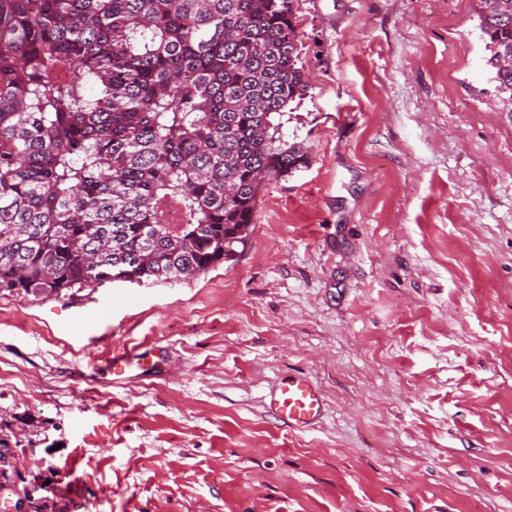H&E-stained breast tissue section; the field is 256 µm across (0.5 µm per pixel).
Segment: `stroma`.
<instances>
[{
  "instance_id": "35a3bbf8",
  "label": "stroma",
  "mask_w": 512,
  "mask_h": 512,
  "mask_svg": "<svg viewBox=\"0 0 512 512\" xmlns=\"http://www.w3.org/2000/svg\"><path fill=\"white\" fill-rule=\"evenodd\" d=\"M295 7L283 133L310 162L233 261L68 308L0 293V438L42 512H512V117L478 2ZM298 373L307 433L264 406ZM140 347H131L125 349L120 353H112L111 356L105 357L104 371L105 375H112V381L115 382L118 379L125 378L126 371L133 365V359L135 356L144 354L140 352ZM115 376V377H114Z\"/></svg>"
}]
</instances>
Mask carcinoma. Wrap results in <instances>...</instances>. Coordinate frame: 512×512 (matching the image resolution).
I'll list each match as a JSON object with an SVG mask.
<instances>
[{
    "instance_id": "cac0c4a2",
    "label": "carcinoma",
    "mask_w": 512,
    "mask_h": 512,
    "mask_svg": "<svg viewBox=\"0 0 512 512\" xmlns=\"http://www.w3.org/2000/svg\"><path fill=\"white\" fill-rule=\"evenodd\" d=\"M512 114V0H479ZM295 0H0V292L73 299L233 260L311 88ZM181 214L178 224L169 212Z\"/></svg>"
}]
</instances>
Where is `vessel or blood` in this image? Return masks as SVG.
Listing matches in <instances>:
<instances>
[{
    "mask_svg": "<svg viewBox=\"0 0 512 512\" xmlns=\"http://www.w3.org/2000/svg\"><path fill=\"white\" fill-rule=\"evenodd\" d=\"M138 354V348L131 347L105 357V373L118 379L123 378ZM268 406L276 416L287 421L290 427L304 431L322 416L324 397L320 389L306 377L290 376L283 379L271 393Z\"/></svg>",
    "mask_w": 512,
    "mask_h": 512,
    "instance_id": "b4317fda",
    "label": "vessel or blood"
}]
</instances>
